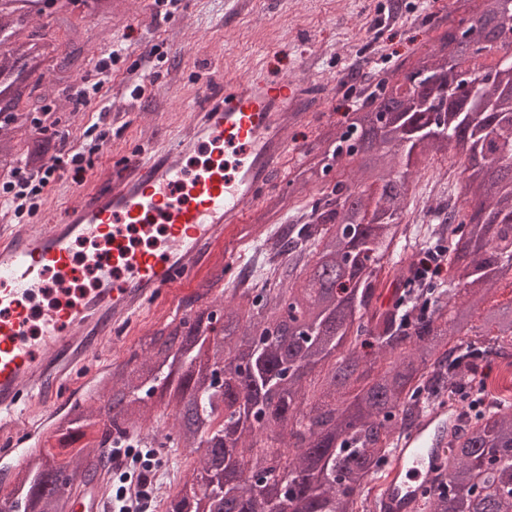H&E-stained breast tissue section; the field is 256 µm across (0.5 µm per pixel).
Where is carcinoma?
<instances>
[{
	"label": "carcinoma",
	"instance_id": "obj_1",
	"mask_svg": "<svg viewBox=\"0 0 512 512\" xmlns=\"http://www.w3.org/2000/svg\"><path fill=\"white\" fill-rule=\"evenodd\" d=\"M50 4L63 24L76 5L112 13V0H0V97L11 110L0 153L20 151L19 164L37 169L55 146L20 102L45 101L35 91L53 79L38 76L25 97L11 95L20 77L7 72L4 53L50 47L48 62L72 70L85 53L79 36L60 58L31 26ZM455 11L468 26L448 20L433 48L407 64L424 75L413 93L390 78L363 91L349 123L323 135L332 151L306 150L292 183L302 192L333 170L336 179L289 223H273L277 196L241 230L256 252L251 282H274L229 288L222 270L180 300L182 315L146 329L94 392L121 405L112 423L75 403L52 432L70 452L30 455L15 479L16 512H68L57 493L63 474L94 480L112 469L109 448L119 445L200 453L163 512H371L369 486L387 476L396 436L430 407L422 394L489 392L482 363L512 356V299L493 300L512 269V64L478 58L512 40V18L502 0H455ZM489 20L498 21L493 41L483 37ZM437 156L454 158L463 203L428 205V222L401 223L416 177ZM273 237L283 258L271 276ZM422 253L434 255L438 274L424 270ZM213 365L224 370L221 385ZM318 368L325 373L307 387ZM496 400L448 441L447 473L430 480L423 512H512V394Z\"/></svg>",
	"mask_w": 512,
	"mask_h": 512
}]
</instances>
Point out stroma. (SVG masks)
Masks as SVG:
<instances>
[{
	"mask_svg": "<svg viewBox=\"0 0 512 512\" xmlns=\"http://www.w3.org/2000/svg\"><path fill=\"white\" fill-rule=\"evenodd\" d=\"M455 0H180L169 18L151 0H120L109 17L74 12L70 26L88 41L81 74L114 46L122 58L112 72L109 154L93 157L110 167L133 148L170 140L202 102L206 83L265 71L274 81L298 77L323 90L307 118L288 129V151L273 193L288 194L306 149L318 148L322 131L344 122L355 108V87L376 83L383 72L434 43L430 25L447 19ZM69 26V27H70ZM142 95H133L136 85ZM64 86L47 94L59 130L79 140L96 122L95 105L68 121ZM78 190L71 176L50 184L33 224L59 223L63 204Z\"/></svg>",
	"mask_w": 512,
	"mask_h": 512,
	"instance_id": "35a3bbf8",
	"label": "stroma"
}]
</instances>
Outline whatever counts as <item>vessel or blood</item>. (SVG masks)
Wrapping results in <instances>:
<instances>
[{
  "label": "vessel or blood",
  "instance_id": "1",
  "mask_svg": "<svg viewBox=\"0 0 512 512\" xmlns=\"http://www.w3.org/2000/svg\"><path fill=\"white\" fill-rule=\"evenodd\" d=\"M172 145L122 161L107 188L80 190L60 224L0 225V453L23 467L48 436L59 393L112 355L115 329L234 266L245 207L273 186L284 131L312 108V84L251 74L217 80ZM453 405L435 407L390 458L374 512H416L448 460ZM71 512H104L101 481L64 485Z\"/></svg>",
  "mask_w": 512,
  "mask_h": 512
}]
</instances>
